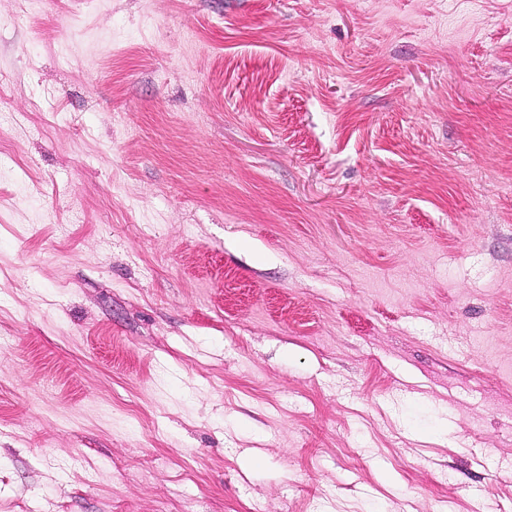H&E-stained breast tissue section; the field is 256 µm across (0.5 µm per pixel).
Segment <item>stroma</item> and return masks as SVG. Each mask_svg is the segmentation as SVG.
<instances>
[{
    "label": "stroma",
    "mask_w": 512,
    "mask_h": 512,
    "mask_svg": "<svg viewBox=\"0 0 512 512\" xmlns=\"http://www.w3.org/2000/svg\"><path fill=\"white\" fill-rule=\"evenodd\" d=\"M0 512H512V0H0Z\"/></svg>",
    "instance_id": "1"
}]
</instances>
